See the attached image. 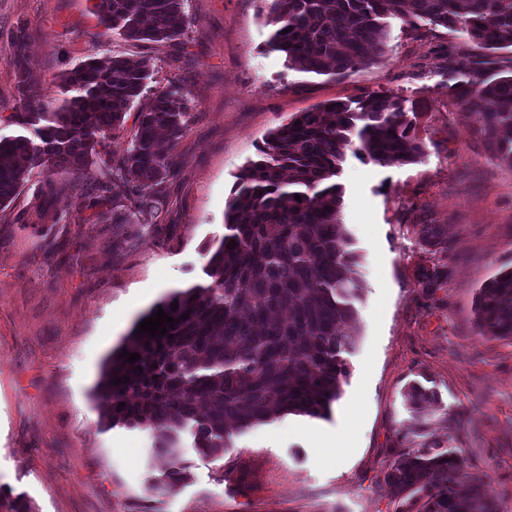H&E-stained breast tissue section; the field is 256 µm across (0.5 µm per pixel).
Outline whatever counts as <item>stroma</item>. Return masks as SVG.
<instances>
[{
	"label": "stroma",
	"mask_w": 512,
	"mask_h": 512,
	"mask_svg": "<svg viewBox=\"0 0 512 512\" xmlns=\"http://www.w3.org/2000/svg\"><path fill=\"white\" fill-rule=\"evenodd\" d=\"M94 0H0V136L19 133L11 38L27 36L34 80L50 107L63 77L87 58H148L138 104L177 84L191 101L175 154L178 175L154 224L122 234L89 222L90 166L71 191L43 202L42 173L0 207V495L31 512H416L383 476L412 418L403 393L437 391L425 437L462 460L459 483L480 479L512 512V341L482 337L474 298L512 264V168L486 153L475 119L448 94L446 55L479 54L464 33L390 21L379 61L345 76L288 69L267 52L261 0H184L181 48L125 40L93 14ZM399 96L426 143L415 164L347 157L341 221L363 293L349 375L326 418L284 415L236 434L218 460L182 442L188 480L158 495L164 462L144 429H102L92 398L103 360L134 323L193 285L224 234L242 167L266 135L332 100ZM448 227V250L421 246L417 226ZM448 277L434 290L433 266ZM344 445L319 457L311 435Z\"/></svg>",
	"instance_id": "1"
}]
</instances>
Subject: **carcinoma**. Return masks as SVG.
<instances>
[{"instance_id":"1","label":"carcinoma","mask_w":512,"mask_h":512,"mask_svg":"<svg viewBox=\"0 0 512 512\" xmlns=\"http://www.w3.org/2000/svg\"><path fill=\"white\" fill-rule=\"evenodd\" d=\"M265 7L274 26L268 51L289 69L317 75L376 62L390 18L463 32L487 53L466 62L448 57V90L475 115L485 150L512 168V56L490 55L512 48V0H265ZM96 9L107 27L133 41L179 46L187 27L183 0H99ZM14 47L10 63L25 110L14 115L23 132L0 138V206L34 170L45 174L39 196L53 197L68 186L57 175H81L95 157L101 165L87 207L97 210L96 220L156 219L161 193L177 176L174 150L189 109L184 88L167 87L139 108L130 146L114 162L111 133L142 93L149 59L89 58L64 77L66 98L50 112L32 79L23 33ZM349 152L382 166L419 162L425 143L417 116L395 95L370 94L323 104L273 130L261 158L237 177L224 236L203 276L159 302L174 325L164 324L167 333L155 338L131 330L105 360L94 389L100 425L150 430L153 453L165 460L150 491H171L188 478L186 430L201 457L220 459L232 435L227 424L243 433L284 415L325 418L341 397L345 355L358 339L353 300L362 291L340 221L338 178ZM116 179L124 183L121 197L112 194ZM418 235L429 252L448 250L447 225L421 224ZM474 317L480 335L512 341V267L479 288ZM124 349L141 359L127 362ZM137 366L142 371H133ZM124 376L129 382L113 383ZM404 400L415 424L384 475L393 492L414 499L419 512H501L479 482L457 489L458 455L417 441L418 414L437 393L413 384Z\"/></svg>"}]
</instances>
